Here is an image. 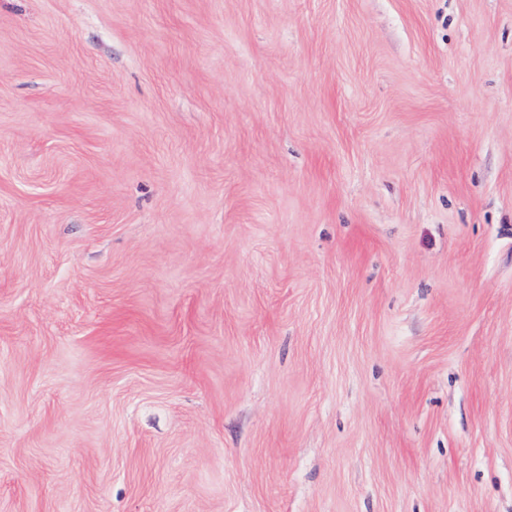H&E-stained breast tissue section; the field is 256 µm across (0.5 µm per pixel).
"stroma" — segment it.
<instances>
[{
  "label": "stroma",
  "mask_w": 512,
  "mask_h": 512,
  "mask_svg": "<svg viewBox=\"0 0 512 512\" xmlns=\"http://www.w3.org/2000/svg\"><path fill=\"white\" fill-rule=\"evenodd\" d=\"M0 512H512V0H0Z\"/></svg>",
  "instance_id": "1"
}]
</instances>
